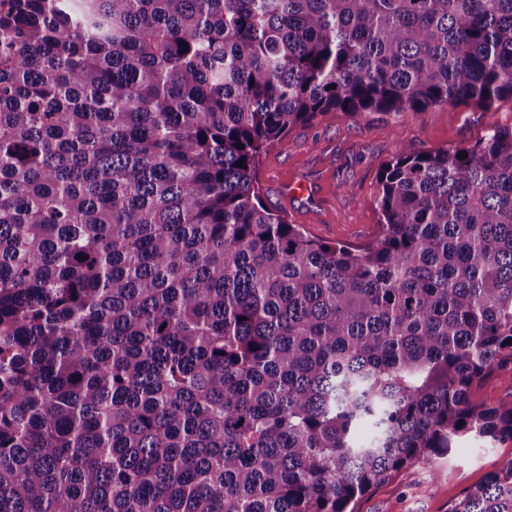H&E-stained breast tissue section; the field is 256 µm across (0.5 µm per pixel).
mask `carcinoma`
Segmentation results:
<instances>
[{"mask_svg":"<svg viewBox=\"0 0 512 512\" xmlns=\"http://www.w3.org/2000/svg\"><path fill=\"white\" fill-rule=\"evenodd\" d=\"M505 96L512 0H0V512H350L512 439L471 400L512 368V127L398 151L365 246L256 177L329 112ZM448 512H512V458Z\"/></svg>","mask_w":512,"mask_h":512,"instance_id":"1","label":"carcinoma"}]
</instances>
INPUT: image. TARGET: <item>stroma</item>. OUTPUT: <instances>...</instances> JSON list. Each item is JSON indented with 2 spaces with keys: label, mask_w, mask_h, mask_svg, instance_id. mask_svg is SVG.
<instances>
[{
  "label": "stroma",
  "mask_w": 512,
  "mask_h": 512,
  "mask_svg": "<svg viewBox=\"0 0 512 512\" xmlns=\"http://www.w3.org/2000/svg\"><path fill=\"white\" fill-rule=\"evenodd\" d=\"M512 126V99L489 109L448 104L400 114L333 112L293 127L260 158L257 178L265 204L289 223L330 243L362 246L377 233L379 175L401 148L416 152L461 148L492 129ZM312 187V198L286 197L282 183ZM512 457V440L471 439L426 468L409 467L359 497L353 512H448V503L479 485Z\"/></svg>",
  "instance_id": "obj_1"
}]
</instances>
